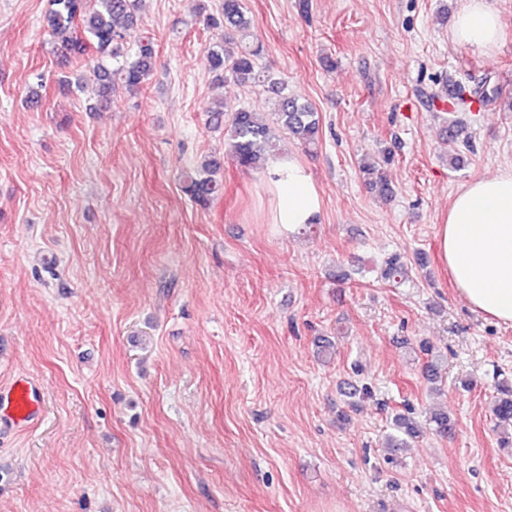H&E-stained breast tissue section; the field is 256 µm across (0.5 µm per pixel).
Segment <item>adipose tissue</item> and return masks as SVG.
<instances>
[{"label": "adipose tissue", "mask_w": 512, "mask_h": 512, "mask_svg": "<svg viewBox=\"0 0 512 512\" xmlns=\"http://www.w3.org/2000/svg\"><path fill=\"white\" fill-rule=\"evenodd\" d=\"M455 42L476 51L498 47L503 32L486 0H465ZM272 189L271 223L292 235L316 220L322 200L308 167L292 154L266 162ZM438 256L458 297L474 312L512 325V174L482 177L462 186L438 226Z\"/></svg>", "instance_id": "adipose-tissue-1"}]
</instances>
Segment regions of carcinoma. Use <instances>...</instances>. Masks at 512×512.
<instances>
[{"label": "carcinoma", "instance_id": "carcinoma-1", "mask_svg": "<svg viewBox=\"0 0 512 512\" xmlns=\"http://www.w3.org/2000/svg\"><path fill=\"white\" fill-rule=\"evenodd\" d=\"M54 9L46 16V26L60 49L75 56L84 55L86 48H95L97 83L89 89L77 84L78 92L89 98L104 99L112 83L119 81L129 91L136 92L151 75L155 64L152 41L145 37L132 38L138 28L137 0H52ZM212 24L224 27V37L235 46H224L209 51L210 66L221 78H231L239 83L262 80L276 90V107L273 121L300 145L311 149L319 144L321 120L312 107L294 95L277 87L271 75H260L256 61L262 45L250 43L252 20L243 0H222L219 14L211 18ZM498 89L484 81L481 89L472 91L462 85L448 103L452 112L471 109L475 101L489 103L497 99ZM210 123L225 127L228 133L229 153L235 163L246 170L263 171L267 159L275 149L271 128L256 112L245 108L231 109L221 103L209 110ZM462 125L456 120L448 122V163L460 165L458 144ZM394 154L391 149L378 151L375 160L360 166L365 185L379 195H392L390 184L383 169L391 165ZM221 168L215 157H207L200 170L184 181L183 190L193 200L205 204L221 189V183L213 175ZM407 276V268L401 257L391 256L382 271V278L398 283ZM493 415L498 423L512 425V387L501 384L493 401ZM398 435L392 437L393 447L407 444L416 437V426L404 418L395 419Z\"/></svg>", "mask_w": 512, "mask_h": 512}]
</instances>
